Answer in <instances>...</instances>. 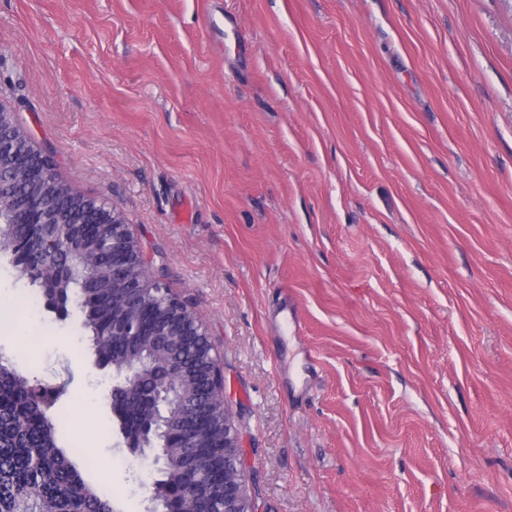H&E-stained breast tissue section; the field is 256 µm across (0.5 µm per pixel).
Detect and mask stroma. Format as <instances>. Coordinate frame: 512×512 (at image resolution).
Instances as JSON below:
<instances>
[{
    "label": "stroma",
    "mask_w": 512,
    "mask_h": 512,
    "mask_svg": "<svg viewBox=\"0 0 512 512\" xmlns=\"http://www.w3.org/2000/svg\"><path fill=\"white\" fill-rule=\"evenodd\" d=\"M0 103L192 303L260 512H512V0H0ZM44 318L0 354L147 512L111 369Z\"/></svg>",
    "instance_id": "35a3bbf8"
}]
</instances>
